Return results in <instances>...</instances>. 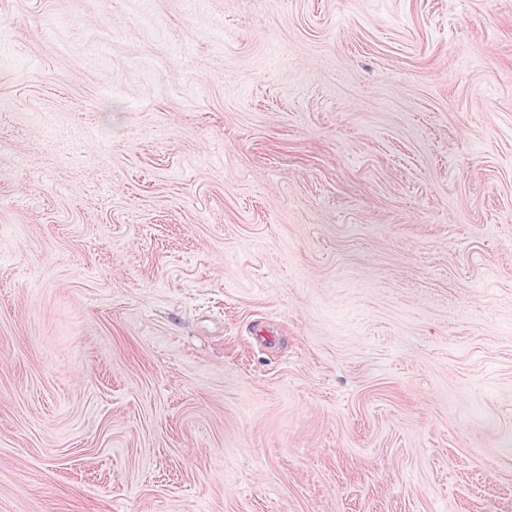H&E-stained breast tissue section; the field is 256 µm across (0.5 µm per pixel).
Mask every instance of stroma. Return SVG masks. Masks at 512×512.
I'll list each match as a JSON object with an SVG mask.
<instances>
[{"label": "stroma", "mask_w": 512, "mask_h": 512, "mask_svg": "<svg viewBox=\"0 0 512 512\" xmlns=\"http://www.w3.org/2000/svg\"><path fill=\"white\" fill-rule=\"evenodd\" d=\"M0 512H512V0H0Z\"/></svg>", "instance_id": "obj_1"}]
</instances>
